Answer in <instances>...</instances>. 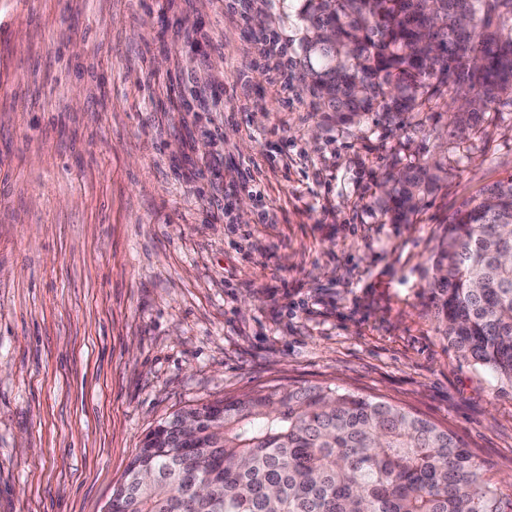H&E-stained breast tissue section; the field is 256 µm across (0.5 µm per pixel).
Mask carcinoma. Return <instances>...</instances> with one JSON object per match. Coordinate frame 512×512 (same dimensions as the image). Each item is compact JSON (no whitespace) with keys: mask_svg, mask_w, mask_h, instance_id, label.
<instances>
[{"mask_svg":"<svg viewBox=\"0 0 512 512\" xmlns=\"http://www.w3.org/2000/svg\"><path fill=\"white\" fill-rule=\"evenodd\" d=\"M300 60L323 112L346 123L440 103L457 132L512 109V0H305ZM447 167L415 158L384 183L408 224ZM430 294L448 343L512 387V178L449 218ZM196 424L199 447L180 426ZM453 432L339 388L274 387L179 411L147 433L115 512H504Z\"/></svg>","mask_w":512,"mask_h":512,"instance_id":"1","label":"carcinoma"}]
</instances>
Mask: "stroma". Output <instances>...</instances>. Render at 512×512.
I'll use <instances>...</instances> for the list:
<instances>
[{"label":"stroma","mask_w":512,"mask_h":512,"mask_svg":"<svg viewBox=\"0 0 512 512\" xmlns=\"http://www.w3.org/2000/svg\"><path fill=\"white\" fill-rule=\"evenodd\" d=\"M228 5L0 0V512H105L159 422L276 385L417 412L512 496V387L449 348L427 276L512 177V114L386 223L382 181L445 154L450 108L336 123L299 76L304 0Z\"/></svg>","instance_id":"1"}]
</instances>
